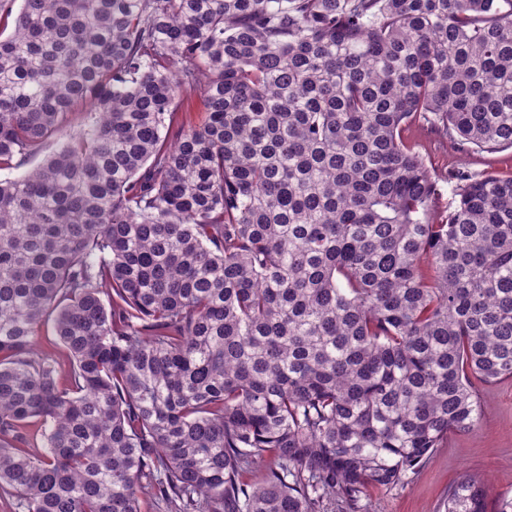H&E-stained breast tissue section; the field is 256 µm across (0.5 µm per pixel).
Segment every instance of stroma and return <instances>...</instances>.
I'll list each match as a JSON object with an SVG mask.
<instances>
[{
	"instance_id": "stroma-1",
	"label": "stroma",
	"mask_w": 512,
	"mask_h": 512,
	"mask_svg": "<svg viewBox=\"0 0 512 512\" xmlns=\"http://www.w3.org/2000/svg\"><path fill=\"white\" fill-rule=\"evenodd\" d=\"M408 137L429 165L442 174V199H450L453 186L444 176L459 164L469 172H495L512 176V148L494 153L462 156L446 148L442 138L422 127H412ZM482 418L472 431H449L430 461L405 485L386 489L367 487L364 500L372 512H437L448 489L471 473L488 480V497L512 495V380L486 384L475 381Z\"/></svg>"
}]
</instances>
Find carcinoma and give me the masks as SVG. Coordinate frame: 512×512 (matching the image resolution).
Listing matches in <instances>:
<instances>
[{"mask_svg": "<svg viewBox=\"0 0 512 512\" xmlns=\"http://www.w3.org/2000/svg\"><path fill=\"white\" fill-rule=\"evenodd\" d=\"M15 2L0 171L58 147L0 180L10 512H367L476 427L512 177L442 207L405 132L512 148V0ZM443 507L488 512L483 477Z\"/></svg>", "mask_w": 512, "mask_h": 512, "instance_id": "obj_1", "label": "carcinoma"}]
</instances>
